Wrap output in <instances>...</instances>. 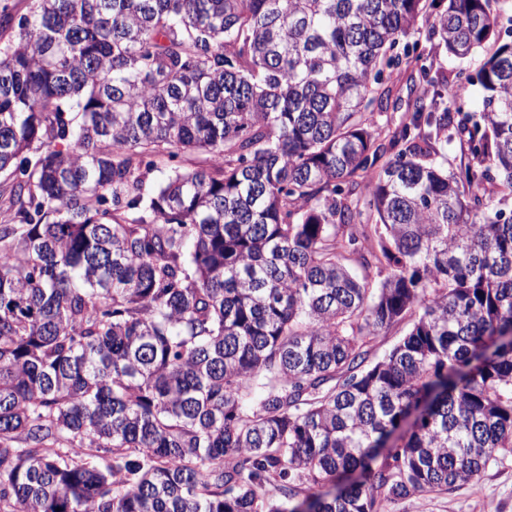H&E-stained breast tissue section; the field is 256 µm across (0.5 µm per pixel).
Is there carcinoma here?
<instances>
[{
    "mask_svg": "<svg viewBox=\"0 0 512 512\" xmlns=\"http://www.w3.org/2000/svg\"><path fill=\"white\" fill-rule=\"evenodd\" d=\"M425 11L0 0V512H391L512 457V40L448 0L477 81L383 130Z\"/></svg>",
    "mask_w": 512,
    "mask_h": 512,
    "instance_id": "carcinoma-1",
    "label": "carcinoma"
}]
</instances>
